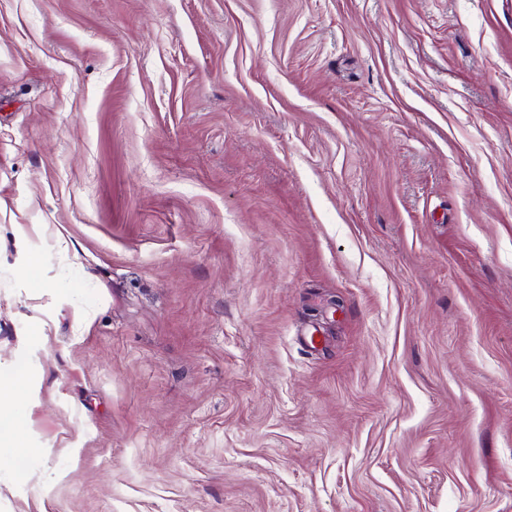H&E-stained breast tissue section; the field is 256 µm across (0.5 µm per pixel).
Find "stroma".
<instances>
[{
	"label": "stroma",
	"mask_w": 512,
	"mask_h": 512,
	"mask_svg": "<svg viewBox=\"0 0 512 512\" xmlns=\"http://www.w3.org/2000/svg\"><path fill=\"white\" fill-rule=\"evenodd\" d=\"M20 358L0 512H512V0H0Z\"/></svg>",
	"instance_id": "1"
}]
</instances>
